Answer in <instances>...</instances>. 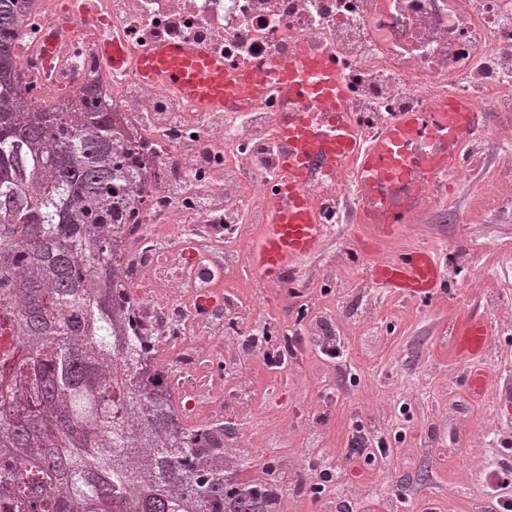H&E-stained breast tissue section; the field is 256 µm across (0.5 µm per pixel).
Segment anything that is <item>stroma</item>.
I'll use <instances>...</instances> for the list:
<instances>
[{
  "instance_id": "35a3bbf8",
  "label": "stroma",
  "mask_w": 512,
  "mask_h": 512,
  "mask_svg": "<svg viewBox=\"0 0 512 512\" xmlns=\"http://www.w3.org/2000/svg\"><path fill=\"white\" fill-rule=\"evenodd\" d=\"M472 158L470 180L448 192V206L478 208L481 222H414L390 241L375 240L368 224L335 225L321 253L289 271L287 299L270 295L260 318L243 323L246 332L264 325L304 331L317 318L335 317L348 354L347 381L308 345L281 372L257 357L241 360L246 385L264 412L249 421L224 413L234 437H261L252 451L256 465L237 468L236 478L257 479L261 464L277 465L288 487L281 512H320L298 489L312 452L311 433H318L320 446L343 456L356 419L370 413L384 416L395 437L386 466H351L362 500L358 512H426L430 506L472 512L478 473L512 448L496 408L497 389L512 386V292L501 287L512 279V205L480 192L492 175L512 170V145L493 153L478 147ZM403 246L434 251L446 277L440 298L404 301L368 280L371 265ZM475 309L491 330L484 361L489 387L480 396L461 383L470 364L456 355L452 335ZM451 409L462 410L466 424L457 440L437 422ZM404 481L409 488L401 500L395 488Z\"/></svg>"
}]
</instances>
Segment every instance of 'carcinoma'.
Listing matches in <instances>:
<instances>
[{"label": "carcinoma", "instance_id": "cac0c4a2", "mask_svg": "<svg viewBox=\"0 0 512 512\" xmlns=\"http://www.w3.org/2000/svg\"><path fill=\"white\" fill-rule=\"evenodd\" d=\"M0 0V498L23 512H273L274 472L238 482L222 425H184L157 338L121 288L115 236L148 143L112 134L88 93L34 110L15 79L17 22Z\"/></svg>", "mask_w": 512, "mask_h": 512}]
</instances>
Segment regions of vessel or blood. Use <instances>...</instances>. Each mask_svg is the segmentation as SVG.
Masks as SVG:
<instances>
[{"instance_id":"vessel-or-blood-1","label":"vessel or blood","mask_w":512,"mask_h":512,"mask_svg":"<svg viewBox=\"0 0 512 512\" xmlns=\"http://www.w3.org/2000/svg\"><path fill=\"white\" fill-rule=\"evenodd\" d=\"M99 53L110 66L135 63L142 83L163 84L209 112H242L268 90H277L278 161L275 192L264 215L252 266L266 283L282 281L293 266L318 254L326 237L321 210L306 190L311 176L354 174L362 220L386 236L410 223L439 176L453 173L463 145L484 136L490 119L464 98L435 101L428 109L400 112L372 138H364L348 102L340 63L331 53L302 49L292 61L255 68L225 63L190 41L132 50L110 40ZM373 285L406 299H433L445 280L434 254L404 251L373 265ZM459 355L478 360L489 331L471 316L455 333Z\"/></svg>"}]
</instances>
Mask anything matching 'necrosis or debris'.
I'll return each instance as SVG.
<instances>
[{"instance_id": "necrosis-or-debris-1", "label": "necrosis or debris", "mask_w": 512, "mask_h": 512, "mask_svg": "<svg viewBox=\"0 0 512 512\" xmlns=\"http://www.w3.org/2000/svg\"><path fill=\"white\" fill-rule=\"evenodd\" d=\"M75 16L71 0H31L16 42L17 81L33 108L77 110L87 89L102 93L112 123L131 142L153 146L136 191L139 224L130 226L121 281L137 296L139 317L155 336L184 341L166 371L186 403V420L214 423L227 397L241 413L261 406L241 394L240 368L225 362L223 379L203 365L223 360L232 318L242 312L228 295L200 313L202 292L223 287L231 245L261 223L277 164L280 101L268 91L244 116L207 112L135 72L114 71L97 45L110 37L130 48L193 40L226 63L254 67L286 62L303 46L336 54L350 104L366 136L396 113L468 98L488 113L486 141L512 131V0H88ZM55 42L45 58L46 39ZM308 191L327 224L343 223L337 206L353 197L354 178L316 177ZM194 243L184 259L181 243ZM220 325L211 352L187 347L203 322Z\"/></svg>"}]
</instances>
